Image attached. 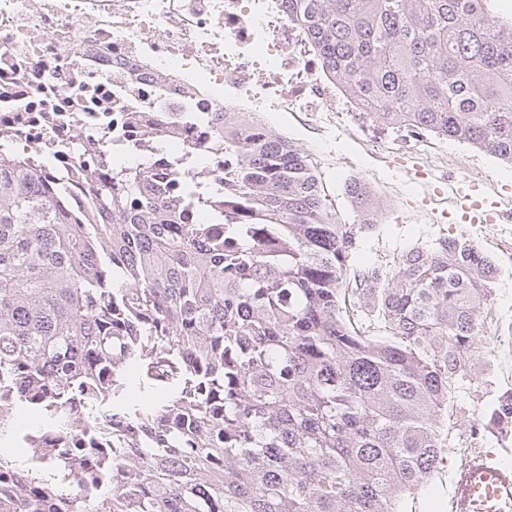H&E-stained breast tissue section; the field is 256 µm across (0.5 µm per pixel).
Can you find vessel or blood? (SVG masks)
<instances>
[{
	"instance_id": "b4317fda",
	"label": "vessel or blood",
	"mask_w": 512,
	"mask_h": 512,
	"mask_svg": "<svg viewBox=\"0 0 512 512\" xmlns=\"http://www.w3.org/2000/svg\"><path fill=\"white\" fill-rule=\"evenodd\" d=\"M454 196L471 223L490 225L504 216L499 201L474 199L461 186ZM448 512H512V466L497 462L490 451L468 453L449 476Z\"/></svg>"
}]
</instances>
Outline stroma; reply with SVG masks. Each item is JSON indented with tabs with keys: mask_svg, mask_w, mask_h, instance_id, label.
<instances>
[{
	"mask_svg": "<svg viewBox=\"0 0 512 512\" xmlns=\"http://www.w3.org/2000/svg\"><path fill=\"white\" fill-rule=\"evenodd\" d=\"M265 122L316 163L337 223L358 221L345 193L348 181L358 178L370 187L377 223L360 234L351 269L384 265L410 247L429 245L447 235L469 239L498 269L492 317L471 353L475 379L454 394L448 407L455 445L447 449L439 472L403 503L405 512H447L448 476L469 446L473 422L498 395L512 389V165L462 142L428 132L415 135L403 128L384 129L357 116L347 130L324 112H276L266 115ZM430 157L467 159L481 173L476 188L502 197L506 217L484 228L448 223L444 215L454 209L449 185L463 173L449 169L444 180L409 176V169Z\"/></svg>",
	"mask_w": 512,
	"mask_h": 512,
	"instance_id": "1",
	"label": "stroma"
}]
</instances>
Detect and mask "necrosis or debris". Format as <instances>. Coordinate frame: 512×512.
Returning <instances> with one entry per match:
<instances>
[{
  "label": "necrosis or debris",
  "instance_id": "obj_1",
  "mask_svg": "<svg viewBox=\"0 0 512 512\" xmlns=\"http://www.w3.org/2000/svg\"><path fill=\"white\" fill-rule=\"evenodd\" d=\"M336 109L284 0H0V158L82 211L118 167L166 200L222 181L211 113Z\"/></svg>",
  "mask_w": 512,
  "mask_h": 512
}]
</instances>
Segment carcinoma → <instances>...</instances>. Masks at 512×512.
<instances>
[{
    "instance_id": "obj_1",
    "label": "carcinoma",
    "mask_w": 512,
    "mask_h": 512,
    "mask_svg": "<svg viewBox=\"0 0 512 512\" xmlns=\"http://www.w3.org/2000/svg\"><path fill=\"white\" fill-rule=\"evenodd\" d=\"M285 2L367 116L512 165V22L490 0ZM211 120L242 162L222 231L180 223L195 185L133 203L117 172L85 215L41 163H0V477L25 479L0 512H403L440 469L494 263L443 237L348 280L366 183L338 224L292 141ZM482 419L512 432V395Z\"/></svg>"
}]
</instances>
